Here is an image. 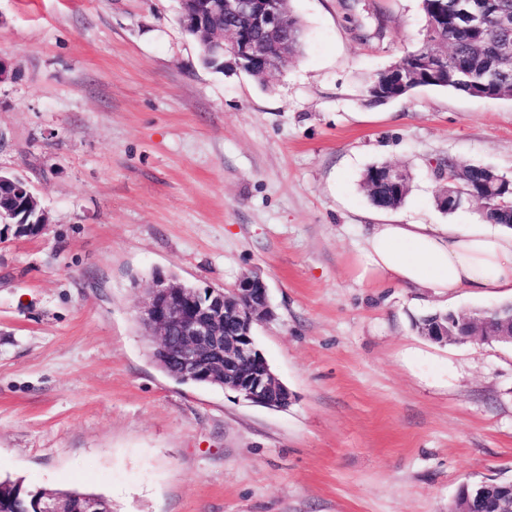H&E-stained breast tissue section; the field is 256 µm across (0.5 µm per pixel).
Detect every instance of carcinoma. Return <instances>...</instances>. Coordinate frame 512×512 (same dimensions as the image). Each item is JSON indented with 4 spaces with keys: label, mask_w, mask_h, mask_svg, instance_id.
<instances>
[{
    "label": "carcinoma",
    "mask_w": 512,
    "mask_h": 512,
    "mask_svg": "<svg viewBox=\"0 0 512 512\" xmlns=\"http://www.w3.org/2000/svg\"><path fill=\"white\" fill-rule=\"evenodd\" d=\"M475 0H421L425 19V34L419 46L406 52L388 68L376 73L367 91L387 81L388 73L397 69L412 72L423 56L448 48V68L432 82L417 81L400 89H393L387 99L405 97L421 87L455 91L480 99L512 98V59L502 52L505 44H512V23L502 24L501 17L512 15V0H485V23L478 29L464 26L462 14ZM303 28L300 20L288 16V51L290 57L298 56L303 48ZM369 167L363 174L371 204L378 210L398 208L409 193V187L397 191L386 183H371L374 169ZM466 179L460 181L463 189L460 207L476 205L482 220L487 224L512 225V192L505 185L512 179L481 164L464 165ZM8 485V497L0 501V512H32L37 494L26 489L19 480H4Z\"/></svg>",
    "instance_id": "1"
}]
</instances>
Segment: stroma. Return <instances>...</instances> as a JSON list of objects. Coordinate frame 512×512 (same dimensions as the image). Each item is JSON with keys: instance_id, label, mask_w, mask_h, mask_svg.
<instances>
[{"instance_id": "obj_1", "label": "stroma", "mask_w": 512, "mask_h": 512, "mask_svg": "<svg viewBox=\"0 0 512 512\" xmlns=\"http://www.w3.org/2000/svg\"><path fill=\"white\" fill-rule=\"evenodd\" d=\"M302 55L270 84L203 66L177 0H0V172L48 214L0 223V478L104 496L112 512H448L512 481V345L414 323L505 302L358 281L367 224L447 214L438 162L512 176V99L367 86L417 45L419 0H291ZM411 174L375 209L364 171ZM228 289L257 272V347L284 410L181 384L135 311L155 272Z\"/></svg>"}]
</instances>
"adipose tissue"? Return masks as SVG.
I'll return each mask as SVG.
<instances>
[{
    "mask_svg": "<svg viewBox=\"0 0 512 512\" xmlns=\"http://www.w3.org/2000/svg\"><path fill=\"white\" fill-rule=\"evenodd\" d=\"M359 279L437 296L463 290L512 295V227L504 224H371Z\"/></svg>",
    "mask_w": 512,
    "mask_h": 512,
    "instance_id": "adipose-tissue-1",
    "label": "adipose tissue"
}]
</instances>
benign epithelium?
Instances as JSON below:
<instances>
[{"instance_id":"obj_1","label":"benign epithelium","mask_w":512,"mask_h":512,"mask_svg":"<svg viewBox=\"0 0 512 512\" xmlns=\"http://www.w3.org/2000/svg\"><path fill=\"white\" fill-rule=\"evenodd\" d=\"M182 24L228 63L270 79L283 59L272 54L269 35L288 28L283 0H181ZM274 316L269 287L258 273L242 276L229 290L186 286L157 272L136 321L155 341V350L186 378L218 382L243 400L259 406L286 407L292 392L272 371L257 348L254 327ZM469 337L495 338L492 318L462 314ZM433 342L453 339L448 326L436 322L421 330ZM460 494L483 502L486 512H512V484L462 488Z\"/></svg>"}]
</instances>
